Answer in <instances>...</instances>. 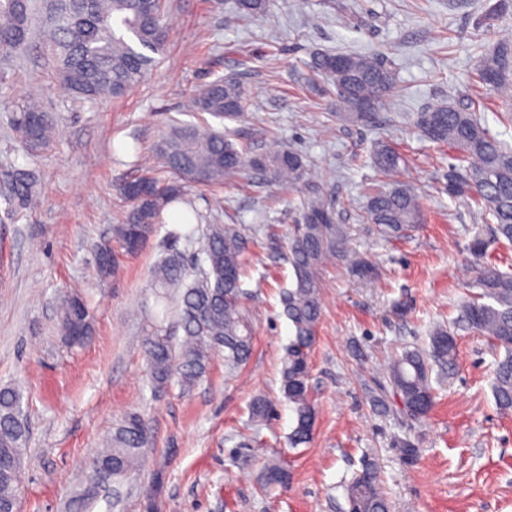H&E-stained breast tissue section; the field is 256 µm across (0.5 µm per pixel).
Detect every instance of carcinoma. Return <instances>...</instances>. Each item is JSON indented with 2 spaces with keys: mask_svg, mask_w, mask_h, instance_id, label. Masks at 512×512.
<instances>
[{
  "mask_svg": "<svg viewBox=\"0 0 512 512\" xmlns=\"http://www.w3.org/2000/svg\"><path fill=\"white\" fill-rule=\"evenodd\" d=\"M266 9L267 0H236L234 17L261 16ZM33 11L32 0H0V56L8 59L28 44ZM47 18L58 82L71 97L83 102L124 96L147 76L168 42L162 0H152L147 10L140 8L139 0H50ZM338 57L344 59L340 70L336 69ZM311 69L335 88L336 105L343 109L339 116L348 122L371 119L372 113L356 110L358 104L374 109L398 92L395 74L371 56L327 51L314 56ZM475 77L502 94L511 90L512 50L501 46L483 58ZM243 96L239 82L216 78L190 99L188 111L235 120L242 116ZM416 123L431 141L457 154L459 164L448 167V196L472 199L495 220L492 239L476 233L471 252L484 255L492 241L512 244V148L493 136L475 111L450 100L417 113ZM12 126L22 144L38 148L51 140L55 119L33 94L15 107ZM157 152L171 178L161 180L147 167L140 177L119 185L131 207L125 222L113 229L116 250L112 260L103 258L104 246L97 248L98 269L104 275L116 269L117 251L135 252L156 233L161 213L182 198L187 183L222 185L251 167L298 190L305 175L298 152L269 142L263 152L252 155L207 123L173 125ZM373 162L383 173L393 175L404 158L389 143L379 141ZM36 183L28 170L12 175L10 193L15 208L24 210L33 204ZM421 209L419 195L400 180L374 189L366 203L371 223L389 237L419 223ZM178 221L181 227L169 230L168 238L174 244L181 239L200 240L203 262H188L173 246L155 266L153 278L166 296L177 293L176 327L183 331V340L174 341L170 330L159 323L146 336L144 348L154 382L159 386L175 382L186 390L206 377L214 353L224 354L230 370L244 366L252 355L253 322L247 293L241 288L250 240L236 224L202 226L193 223L189 212ZM337 258L359 275L370 271L368 262L349 248L346 232L336 223L333 211L316 191H308L301 202V222L293 226L289 239L294 285L280 295L283 314L294 328L281 370V391L295 414L289 436L294 448L308 443L313 431L316 410L309 390V356L321 318L320 275L322 267ZM476 282L481 293L462 301L453 327L439 326L432 331L430 357L406 350L388 363L393 394L413 416L427 415L434 404L429 360L454 367L455 329L459 327L478 332L504 349L505 356L493 371L492 392L501 410H512V274L485 266L478 271ZM60 326L66 340L77 346L92 337L91 324L77 325L69 299L61 307ZM28 434L22 394L14 387H0V507L4 509L13 506L18 494V484L9 475L20 472ZM151 439L146 421L131 413L112 431L93 466L118 480L137 465ZM287 482L284 464L276 457L267 458L261 486L271 489ZM346 500L348 512H389L379 473L370 463L347 488Z\"/></svg>",
  "mask_w": 512,
  "mask_h": 512,
  "instance_id": "1",
  "label": "carcinoma"
}]
</instances>
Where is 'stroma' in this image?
<instances>
[{
    "mask_svg": "<svg viewBox=\"0 0 512 512\" xmlns=\"http://www.w3.org/2000/svg\"><path fill=\"white\" fill-rule=\"evenodd\" d=\"M164 3L166 49L123 97L79 103L64 94L40 22L29 46L0 68V386L21 391L29 427L18 512H67L91 486L97 449L131 413L146 419L152 443L87 512H346L345 487L367 463L390 512H512V411L499 410L491 390L503 350L458 330L456 365L433 367L436 404L418 418L381 370L403 350H428L432 329L455 321L461 299L476 291L469 245L492 219L448 196L454 155L422 135L415 115L448 98L462 107L478 99L472 74L512 42V0H270L267 13L240 20L236 0ZM324 51L374 56L394 70L399 91L371 122L337 119L335 95L312 84L309 65ZM219 77L239 81L246 100L243 117L217 129L256 150L274 140L302 154L309 185L375 267L362 277L336 260L322 271L310 354L317 416L309 443L296 448L288 442L295 416L280 390L293 328L279 291L294 278L286 242L297 191L255 169L185 189L199 224H238L256 240L242 284L253 295L254 349L236 373L217 354L194 388H153L143 339L165 317L152 269L173 245L169 222L141 251L120 255L113 274L96 266V244L111 241L129 208L120 183L138 176L140 157L154 154L173 123L201 121L183 103ZM34 86L56 119L49 146L37 152L11 126L15 103ZM379 140L406 155L399 178L422 201L421 222L397 238L363 220L370 189L384 180L370 161ZM18 169L36 175L33 209L8 200ZM270 227L281 242L275 252L263 244ZM73 295L94 328L81 347L68 344L59 323ZM259 396L273 405L263 421L249 412ZM271 455L291 479L264 491Z\"/></svg>",
    "mask_w": 512,
    "mask_h": 512,
    "instance_id": "35a3bbf8",
    "label": "stroma"
}]
</instances>
